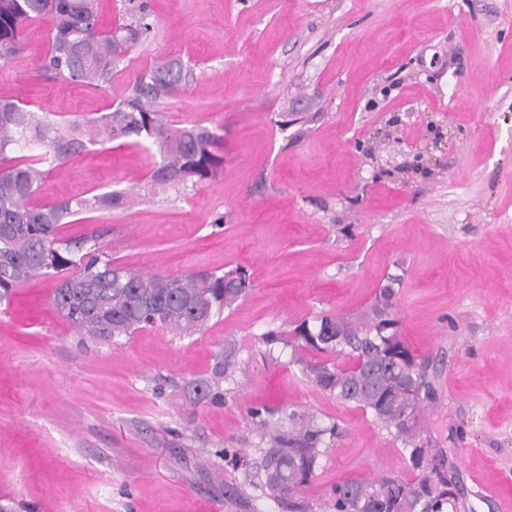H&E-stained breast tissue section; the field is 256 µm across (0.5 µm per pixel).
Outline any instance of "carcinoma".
Returning a JSON list of instances; mask_svg holds the SVG:
<instances>
[{
    "mask_svg": "<svg viewBox=\"0 0 512 512\" xmlns=\"http://www.w3.org/2000/svg\"><path fill=\"white\" fill-rule=\"evenodd\" d=\"M126 23L107 25L96 0H0V63L18 56L27 30L48 24V47L39 68L54 79L99 89L112 82L128 54L153 28L144 2L128 9ZM191 68L178 57L140 71L129 96L101 115L58 122L11 98H0V301L30 278H56L52 304L87 336L128 337L145 327L181 336L201 333L251 287L241 267L221 272L165 276L135 272L112 262L98 235L64 240L59 229L90 212H112L129 203L123 191L32 203L47 175L91 146L115 141L143 148L156 158L148 181L181 186L224 174V135L201 124L170 123L157 104L180 91ZM397 291L385 285L368 312L355 320L323 314L302 321L287 341L292 352L312 350L353 361L295 362L321 391L355 404L393 434L416 480L381 476L350 480L331 492L332 512H440L448 502V479L432 449L417 445L425 399L433 394L424 366L398 334ZM237 350L224 346L211 376L190 382L200 401L224 399L222 384L234 381ZM262 446L261 471L249 486L258 499L295 495L313 476L323 445L342 434L339 423H319L296 411L274 417L265 408L250 413Z\"/></svg>",
    "mask_w": 512,
    "mask_h": 512,
    "instance_id": "1",
    "label": "carcinoma"
}]
</instances>
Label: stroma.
Masks as SVG:
<instances>
[{
	"label": "stroma",
	"mask_w": 512,
	"mask_h": 512,
	"mask_svg": "<svg viewBox=\"0 0 512 512\" xmlns=\"http://www.w3.org/2000/svg\"><path fill=\"white\" fill-rule=\"evenodd\" d=\"M150 40L110 85L49 79L46 29L0 64V97L57 120L123 100L170 57L193 70L161 104L176 124L224 129V173L156 191L150 160L119 142L71 159L36 202L110 190L129 208L63 225L106 228L115 263L180 276L240 266L252 287L203 333L83 336L52 279L0 304V505L10 512H289L224 498L254 458L250 411L294 409L342 436L299 497L331 512L349 478H411L373 417L312 385L290 347L266 345L322 313L356 317L399 280V330L433 388L424 437L463 491L445 512L512 496V0H147ZM293 123L278 126L281 115ZM234 342L223 404L196 402Z\"/></svg>",
	"instance_id": "1"
}]
</instances>
